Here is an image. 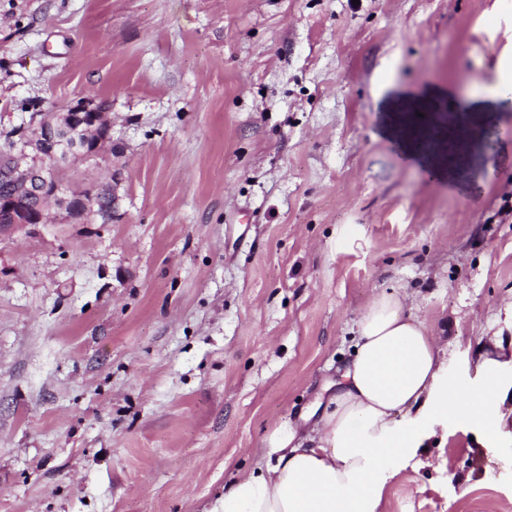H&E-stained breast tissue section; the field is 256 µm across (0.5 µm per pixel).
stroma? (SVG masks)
Returning <instances> with one entry per match:
<instances>
[{
  "instance_id": "1",
  "label": "stroma",
  "mask_w": 512,
  "mask_h": 512,
  "mask_svg": "<svg viewBox=\"0 0 512 512\" xmlns=\"http://www.w3.org/2000/svg\"><path fill=\"white\" fill-rule=\"evenodd\" d=\"M511 55L512 0H0V151L106 99L110 146L60 175L116 196L0 233V512H212L382 291L477 385L512 344V167L428 177L382 101L480 97ZM502 382L496 440L436 425L377 512H512ZM409 98L410 96L404 93L394 94L392 98L387 102L386 112L388 113L385 119L384 132L388 137L398 142L407 151L410 157L418 159L423 156L424 161L427 164L433 167L441 168L442 165L438 154L428 153L421 155L420 153H417L409 148V146H412L405 136L403 127L399 123V115L397 114L398 112H402L405 109L407 100Z\"/></svg>"
}]
</instances>
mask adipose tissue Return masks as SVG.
Instances as JSON below:
<instances>
[{
    "label": "adipose tissue",
    "instance_id": "1",
    "mask_svg": "<svg viewBox=\"0 0 512 512\" xmlns=\"http://www.w3.org/2000/svg\"><path fill=\"white\" fill-rule=\"evenodd\" d=\"M357 326L354 357L320 418L302 437L275 430L266 440L275 461L226 486L220 512H376L383 465L411 459L431 438L430 421L451 417L496 438L507 396L497 338L478 352L482 381L472 390L446 377L438 340L407 312L405 295H375Z\"/></svg>",
    "mask_w": 512,
    "mask_h": 512
}]
</instances>
